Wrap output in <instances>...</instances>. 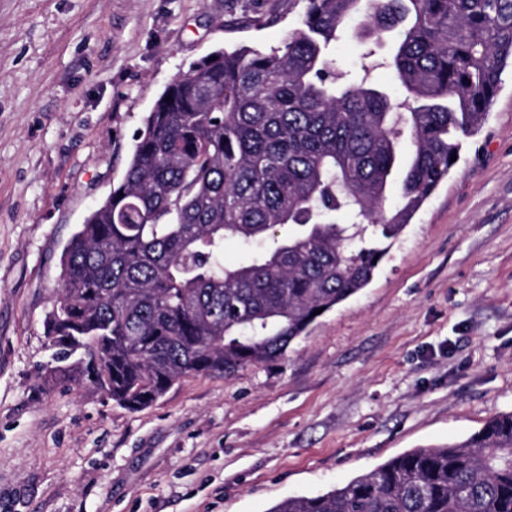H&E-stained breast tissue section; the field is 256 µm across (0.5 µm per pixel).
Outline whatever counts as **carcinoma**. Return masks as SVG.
I'll return each mask as SVG.
<instances>
[{
  "label": "carcinoma",
  "instance_id": "carcinoma-1",
  "mask_svg": "<svg viewBox=\"0 0 512 512\" xmlns=\"http://www.w3.org/2000/svg\"><path fill=\"white\" fill-rule=\"evenodd\" d=\"M306 2L280 46L217 50L155 102L61 258L55 371L137 411L188 375L279 358L315 310L370 283L448 178L512 61V0ZM352 16L397 32L384 65L401 99L336 72L329 48ZM229 237L261 247L226 265ZM270 512H512V412Z\"/></svg>",
  "mask_w": 512,
  "mask_h": 512
}]
</instances>
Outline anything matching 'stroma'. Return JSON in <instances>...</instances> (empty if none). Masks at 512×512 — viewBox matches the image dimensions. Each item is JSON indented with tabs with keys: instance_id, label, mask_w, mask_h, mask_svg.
<instances>
[{
	"instance_id": "35a3bbf8",
	"label": "stroma",
	"mask_w": 512,
	"mask_h": 512,
	"mask_svg": "<svg viewBox=\"0 0 512 512\" xmlns=\"http://www.w3.org/2000/svg\"><path fill=\"white\" fill-rule=\"evenodd\" d=\"M305 0H0V512H269L512 412V68L372 282L285 355L130 411L51 374L62 252L164 88ZM355 35L331 53L403 90Z\"/></svg>"
}]
</instances>
